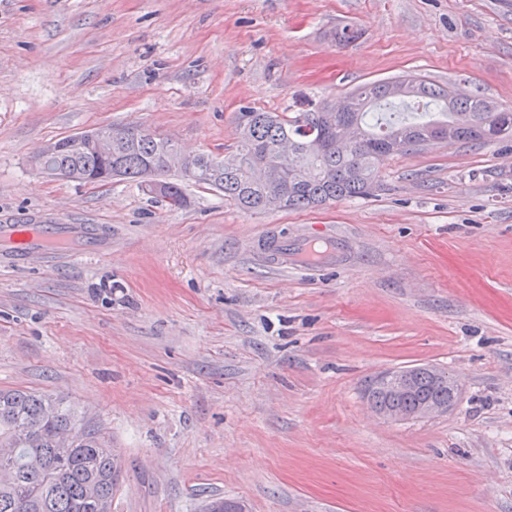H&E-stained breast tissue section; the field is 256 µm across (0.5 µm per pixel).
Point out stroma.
I'll list each match as a JSON object with an SVG mask.
<instances>
[{
	"label": "stroma",
	"instance_id": "1",
	"mask_svg": "<svg viewBox=\"0 0 512 512\" xmlns=\"http://www.w3.org/2000/svg\"><path fill=\"white\" fill-rule=\"evenodd\" d=\"M345 25L362 37L327 39ZM406 74L512 110V0H0V225H90L103 245L18 266L0 240V389L102 430L112 512H512V137L432 143L381 163L369 197L260 214L32 166L129 123L226 156L240 107ZM277 236L337 250L276 264ZM421 365L456 379L448 413L369 408L372 378Z\"/></svg>",
	"mask_w": 512,
	"mask_h": 512
}]
</instances>
